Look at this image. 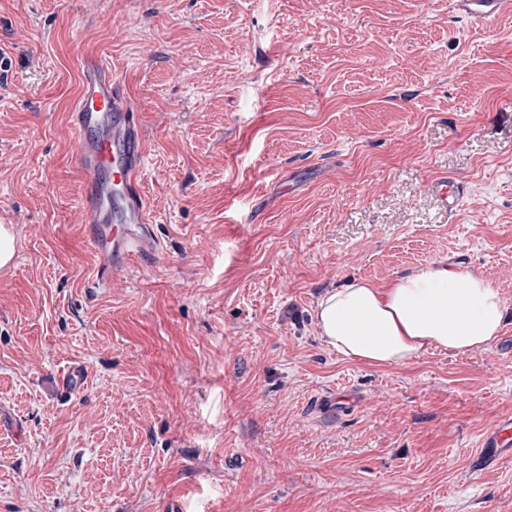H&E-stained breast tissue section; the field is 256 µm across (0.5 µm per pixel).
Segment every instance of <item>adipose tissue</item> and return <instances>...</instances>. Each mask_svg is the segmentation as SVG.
<instances>
[{
  "label": "adipose tissue",
  "instance_id": "obj_1",
  "mask_svg": "<svg viewBox=\"0 0 512 512\" xmlns=\"http://www.w3.org/2000/svg\"><path fill=\"white\" fill-rule=\"evenodd\" d=\"M505 319L499 291L482 274L444 260L406 271L382 288L350 281L326 292L316 312L329 348L379 366H402L433 349H487Z\"/></svg>",
  "mask_w": 512,
  "mask_h": 512
}]
</instances>
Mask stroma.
<instances>
[{
  "instance_id": "obj_1",
  "label": "stroma",
  "mask_w": 512,
  "mask_h": 512,
  "mask_svg": "<svg viewBox=\"0 0 512 512\" xmlns=\"http://www.w3.org/2000/svg\"><path fill=\"white\" fill-rule=\"evenodd\" d=\"M146 134L160 254L108 287L75 211L81 61ZM0 512H512V317L488 349L349 360L350 280L445 260L512 310V14L450 0H0ZM464 188L447 213L433 182ZM83 367L85 383L60 377ZM361 406L314 411L332 387ZM456 14L473 23H484L503 13H512L511 0H454ZM478 448L471 462L477 470L512 459V415L501 418L495 427L484 433Z\"/></svg>"
}]
</instances>
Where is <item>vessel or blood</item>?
Instances as JSON below:
<instances>
[{
	"label": "vessel or blood",
	"instance_id": "obj_1",
	"mask_svg": "<svg viewBox=\"0 0 512 512\" xmlns=\"http://www.w3.org/2000/svg\"><path fill=\"white\" fill-rule=\"evenodd\" d=\"M453 7L459 17L483 23L512 13V0H453ZM68 121L75 134V164L84 180L76 219L86 225L92 250L107 262L93 282L99 288L113 270L157 249L142 184L145 138L121 78L93 55L82 60L80 88ZM434 191L445 209H458L462 194L456 181L438 179ZM359 404L358 396L330 390L318 397L316 408L332 418ZM510 459L512 415L482 435L471 465L478 470Z\"/></svg>",
	"mask_w": 512,
	"mask_h": 512
}]
</instances>
